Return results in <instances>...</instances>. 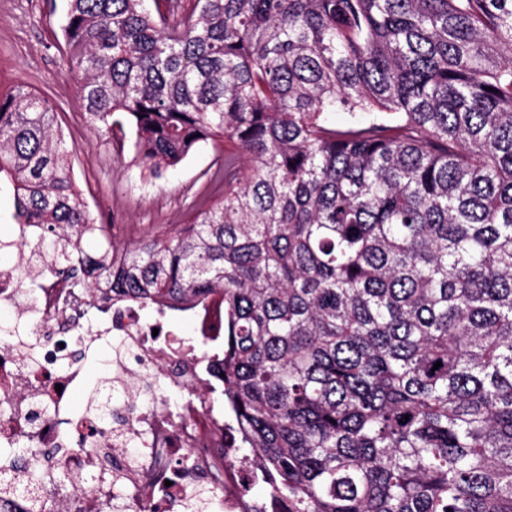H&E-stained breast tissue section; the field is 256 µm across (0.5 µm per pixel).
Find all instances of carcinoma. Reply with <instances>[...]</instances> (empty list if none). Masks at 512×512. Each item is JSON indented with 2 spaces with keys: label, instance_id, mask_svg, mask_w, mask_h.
Returning a JSON list of instances; mask_svg holds the SVG:
<instances>
[{
  "label": "carcinoma",
  "instance_id": "carcinoma-1",
  "mask_svg": "<svg viewBox=\"0 0 512 512\" xmlns=\"http://www.w3.org/2000/svg\"><path fill=\"white\" fill-rule=\"evenodd\" d=\"M66 2L96 130L154 176L233 149L189 223L116 260L55 107L0 95V184L56 270L142 307L224 296L209 358L271 512H512V0ZM45 455L0 500L50 512Z\"/></svg>",
  "mask_w": 512,
  "mask_h": 512
}]
</instances>
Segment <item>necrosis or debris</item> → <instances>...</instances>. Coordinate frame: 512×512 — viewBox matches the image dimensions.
Instances as JSON below:
<instances>
[{"instance_id": "4bbe7bcc", "label": "necrosis or debris", "mask_w": 512, "mask_h": 512, "mask_svg": "<svg viewBox=\"0 0 512 512\" xmlns=\"http://www.w3.org/2000/svg\"><path fill=\"white\" fill-rule=\"evenodd\" d=\"M30 242L12 266H0V309L11 314L0 330L1 448H63L75 483L48 491L53 512H194L207 488V512H256L240 489L254 477L251 457L225 446L229 423L213 394L206 348L224 344V311L216 299L197 304L193 338L175 342L165 318L142 322L138 308L100 295L95 318L88 297L55 270L52 256ZM112 343L96 411L65 414L85 381L83 354ZM180 394L171 403L170 394ZM107 449L117 464L104 472L88 447Z\"/></svg>"}]
</instances>
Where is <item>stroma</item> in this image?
Wrapping results in <instances>:
<instances>
[{
    "label": "stroma",
    "mask_w": 512,
    "mask_h": 512,
    "mask_svg": "<svg viewBox=\"0 0 512 512\" xmlns=\"http://www.w3.org/2000/svg\"><path fill=\"white\" fill-rule=\"evenodd\" d=\"M66 0H0V94L22 85L48 99L62 116L74 148V175L88 211L124 247L187 223L209 198L206 171L216 168L223 142L202 146L181 164L151 176L133 161L130 140L98 132L84 112L59 43Z\"/></svg>",
    "instance_id": "35a3bbf8"
}]
</instances>
